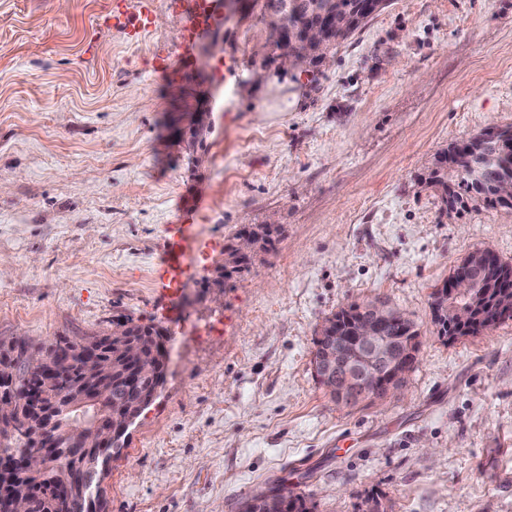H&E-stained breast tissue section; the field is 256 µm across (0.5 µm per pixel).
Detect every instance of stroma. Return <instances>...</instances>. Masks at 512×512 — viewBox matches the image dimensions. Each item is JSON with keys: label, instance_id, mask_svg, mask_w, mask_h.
<instances>
[{"label": "stroma", "instance_id": "stroma-1", "mask_svg": "<svg viewBox=\"0 0 512 512\" xmlns=\"http://www.w3.org/2000/svg\"><path fill=\"white\" fill-rule=\"evenodd\" d=\"M112 3L0 0V342L196 328L112 459V512H239L278 485L315 512H512V319L451 342L430 307L469 253L512 263V212L447 218L421 181L512 125V0H390L316 76L258 82L256 16L190 44L192 0H125L153 14L134 41ZM269 223L274 247L210 288ZM375 298L415 321L418 359L400 396L346 407L315 334Z\"/></svg>", "mask_w": 512, "mask_h": 512}]
</instances>
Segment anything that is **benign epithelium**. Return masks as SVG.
I'll use <instances>...</instances> for the list:
<instances>
[{"label":"benign epithelium","mask_w":512,"mask_h":512,"mask_svg":"<svg viewBox=\"0 0 512 512\" xmlns=\"http://www.w3.org/2000/svg\"><path fill=\"white\" fill-rule=\"evenodd\" d=\"M270 32L273 39L281 43V48L273 55L270 48L264 46L258 56L263 60L272 57L270 64L279 69L289 70L302 63L306 68L318 70L328 66L332 60L329 53L302 60L297 57L296 51L298 45L306 44L310 39L323 44L336 41V19L331 11L322 13L318 24L300 38L288 39V29L278 24L271 27ZM483 265L485 255L475 254L470 264L459 269L448 283V315L460 325H467L474 318L479 282L487 275ZM361 312L363 316L353 327L354 347L358 349L355 357L349 356L351 346L334 333V323H322L317 332L318 338L326 345L325 352L318 357L323 378L328 382V389L336 390V398L349 406L397 394L402 389V370L416 361V352L411 343L384 332L383 325L388 316L380 303L367 302L362 305ZM104 342L112 344V337L89 336L82 341L84 363L81 379L77 382V396H71L65 389L51 392L48 387H43L40 398L47 400V403L43 404L37 423L32 424L23 416L28 398L16 393L0 395V423L8 421L9 433L29 441L34 448L33 452L17 460L10 468L0 470V512H30L28 500L16 498L11 490L14 475L27 473L35 465L60 456L72 461L67 470L68 490L63 501L65 512H82L84 502L88 500L85 492L92 488L98 491L102 489L103 481L98 468L82 460L90 447L89 440L85 438L86 429L99 436L101 467L106 468L110 454L104 448L120 447L121 440L127 437L129 427L136 419L132 412L101 408V401L107 395L109 374V362L102 354ZM128 375V392L131 394L146 377L152 379L157 391L165 378V373L152 361L134 364ZM60 410L74 413L65 439L60 437L58 429L57 412ZM252 498L275 505L283 512L288 510V499L276 488L261 490Z\"/></svg>","instance_id":"benign-epithelium-1"}]
</instances>
